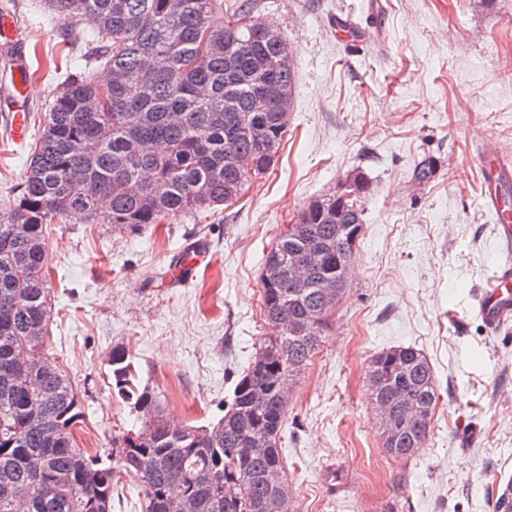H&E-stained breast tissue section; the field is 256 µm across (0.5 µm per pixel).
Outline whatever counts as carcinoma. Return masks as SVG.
I'll return each mask as SVG.
<instances>
[{
    "label": "carcinoma",
    "mask_w": 512,
    "mask_h": 512,
    "mask_svg": "<svg viewBox=\"0 0 512 512\" xmlns=\"http://www.w3.org/2000/svg\"><path fill=\"white\" fill-rule=\"evenodd\" d=\"M66 23L103 35L84 53L85 70L69 74L45 116L23 182L0 222V512H112L119 477L135 479L141 512H299L288 488L279 441L288 402L281 391L324 343L330 314L322 282H339L356 259L364 209L344 211L348 231L327 211L343 201L346 185L301 217V234L279 232L260 275L264 320L307 326L281 329L260 341L238 377L229 408L209 426L173 427L160 397L135 382L126 351L109 356L112 383L140 417L143 431L112 448V463L78 447L83 420L76 388L44 355L52 315L46 276L47 225L79 220L138 234L175 224L190 213L232 204L248 178L267 173L287 129L276 119L293 99L296 74L280 33L243 23L253 8L224 15V0H44ZM109 71L95 81L94 67ZM232 99L236 108L224 109ZM434 158L413 172L423 184ZM319 248L297 288L292 268L305 244ZM374 407L386 406L402 429L385 439L395 457L427 444L439 395L432 366L413 346L376 354L369 367ZM266 448L256 451L252 441ZM275 469L282 485L266 482ZM494 512H512V476L499 489Z\"/></svg>",
    "instance_id": "1"
}]
</instances>
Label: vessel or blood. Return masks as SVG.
I'll return each instance as SVG.
<instances>
[{"label":"vessel or blood","instance_id":"1","mask_svg":"<svg viewBox=\"0 0 512 512\" xmlns=\"http://www.w3.org/2000/svg\"><path fill=\"white\" fill-rule=\"evenodd\" d=\"M485 203L496 214V241L505 259L483 288L476 305L489 333L512 324V206L498 194L489 193Z\"/></svg>","mask_w":512,"mask_h":512}]
</instances>
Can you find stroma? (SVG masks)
<instances>
[{
    "label": "stroma",
    "mask_w": 512,
    "mask_h": 512,
    "mask_svg": "<svg viewBox=\"0 0 512 512\" xmlns=\"http://www.w3.org/2000/svg\"><path fill=\"white\" fill-rule=\"evenodd\" d=\"M293 52L291 118L261 179L217 212L131 236L108 224H52V317L44 353L69 375L85 417L81 448L107 455L140 428L112 387L109 355L127 351L142 384L179 424L218 422L269 326L259 292L272 231L365 172L356 262L330 332L296 379L282 458L300 512H494L512 476V328L490 334L475 303L500 256L480 205L481 146L512 156V0H253ZM15 37L0 38V122L17 49L28 54L30 142L0 126V220L24 179L31 141L58 85L78 71L66 24L44 0H0ZM353 22L358 56L336 33ZM437 160L428 183L412 179ZM194 245L206 260L186 285L168 274ZM412 345L441 399L431 437L396 458L369 398L368 366Z\"/></svg>",
    "instance_id": "obj_1"
}]
</instances>
